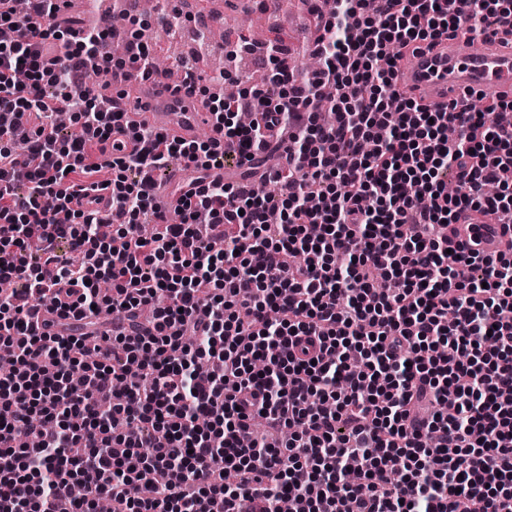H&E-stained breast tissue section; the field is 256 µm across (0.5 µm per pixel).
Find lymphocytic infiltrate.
<instances>
[{
    "label": "lymphocytic infiltrate",
    "instance_id": "f902f5d3",
    "mask_svg": "<svg viewBox=\"0 0 512 512\" xmlns=\"http://www.w3.org/2000/svg\"><path fill=\"white\" fill-rule=\"evenodd\" d=\"M456 2L337 0L318 71L267 46L231 101L251 45L225 47L212 135L144 126L118 155L124 110L85 84L155 76L139 31L107 63L111 27L0 0V512H512V260L437 232L471 212L512 229V102L431 109L396 80L440 35L512 24V0ZM283 134L275 194L212 178ZM175 159L196 173L176 221ZM103 188L125 217L107 236L71 206ZM24 427L38 447H15Z\"/></svg>",
    "mask_w": 512,
    "mask_h": 512
}]
</instances>
